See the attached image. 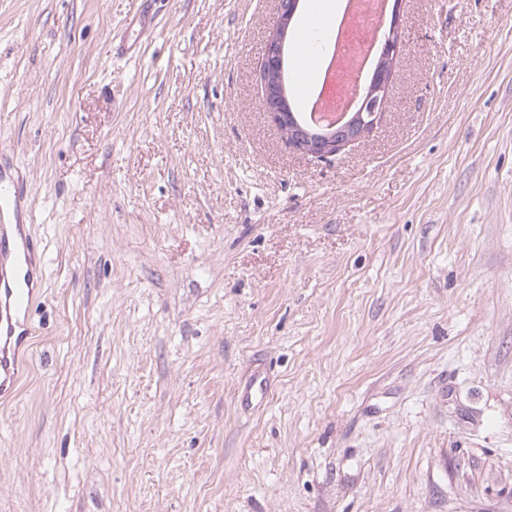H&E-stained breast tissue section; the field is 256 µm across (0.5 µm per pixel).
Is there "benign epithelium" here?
Segmentation results:
<instances>
[{
    "instance_id": "benign-epithelium-1",
    "label": "benign epithelium",
    "mask_w": 512,
    "mask_h": 512,
    "mask_svg": "<svg viewBox=\"0 0 512 512\" xmlns=\"http://www.w3.org/2000/svg\"><path fill=\"white\" fill-rule=\"evenodd\" d=\"M277 21L268 37L262 70L266 73L282 71L285 43L293 22L298 3L295 0H275ZM402 52V39L398 5H393L387 34L380 43L379 60L397 58ZM263 101L266 112L284 131L290 144L298 151L316 158L325 159L361 138L371 130L379 116L387 91L386 75L377 69L357 102L353 113L336 120L318 115L312 122L298 121L291 113L283 80H262Z\"/></svg>"
}]
</instances>
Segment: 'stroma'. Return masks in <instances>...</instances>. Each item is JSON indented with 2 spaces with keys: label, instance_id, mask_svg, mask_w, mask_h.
<instances>
[{
  "label": "stroma",
  "instance_id": "1",
  "mask_svg": "<svg viewBox=\"0 0 512 512\" xmlns=\"http://www.w3.org/2000/svg\"><path fill=\"white\" fill-rule=\"evenodd\" d=\"M400 19L320 160L264 108L274 0H0L43 260L0 512H512V0ZM387 34L380 43L379 62L391 58H398L402 52V39L399 19L398 1L393 5ZM266 112L284 131L290 144L298 151L326 159L342 147L355 143L371 130L379 116L387 91L386 75L377 68L350 115L333 121L318 115L311 123L298 121L289 103L282 79H262Z\"/></svg>",
  "mask_w": 512,
  "mask_h": 512
}]
</instances>
